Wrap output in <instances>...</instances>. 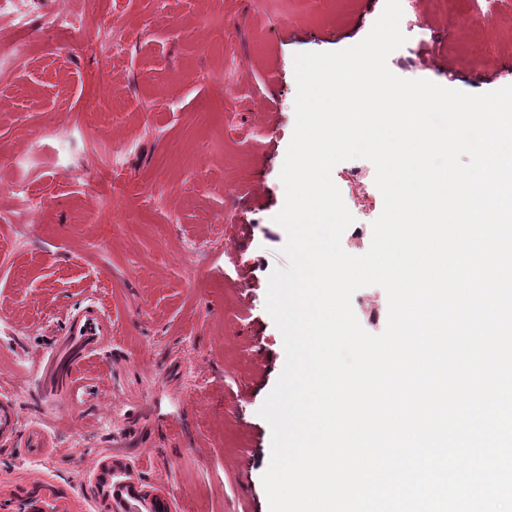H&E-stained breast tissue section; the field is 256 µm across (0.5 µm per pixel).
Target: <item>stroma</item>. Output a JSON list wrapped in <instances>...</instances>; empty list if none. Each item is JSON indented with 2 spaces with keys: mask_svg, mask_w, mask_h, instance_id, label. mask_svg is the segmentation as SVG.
Segmentation results:
<instances>
[{
  "mask_svg": "<svg viewBox=\"0 0 512 512\" xmlns=\"http://www.w3.org/2000/svg\"><path fill=\"white\" fill-rule=\"evenodd\" d=\"M384 5L112 0L125 49L109 58L87 0H29L21 37L0 19V49L21 54L0 76V406L19 416L0 434V505L123 512L98 486L102 464L119 462L171 512H268L258 410L286 360L265 302L287 264L275 217L294 57L358 44ZM57 11L79 27L47 36ZM402 11L395 75L470 94L512 85V0ZM417 21L429 35L414 36ZM332 178L354 217L342 247L364 254L383 208L375 167L344 161ZM93 301L112 333L75 374L82 398L45 403L38 368ZM351 304L367 332L384 330L382 287Z\"/></svg>",
  "mask_w": 512,
  "mask_h": 512,
  "instance_id": "35a3bbf8",
  "label": "stroma"
}]
</instances>
